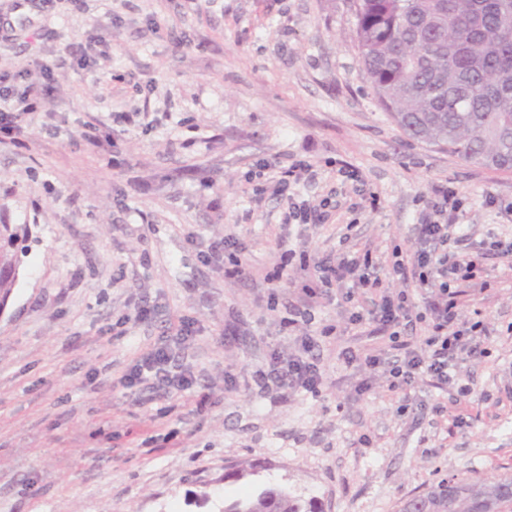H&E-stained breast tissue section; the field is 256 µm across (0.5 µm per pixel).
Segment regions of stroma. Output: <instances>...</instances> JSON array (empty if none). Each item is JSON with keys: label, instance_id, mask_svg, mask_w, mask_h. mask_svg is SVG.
<instances>
[{"label": "stroma", "instance_id": "stroma-1", "mask_svg": "<svg viewBox=\"0 0 512 512\" xmlns=\"http://www.w3.org/2000/svg\"><path fill=\"white\" fill-rule=\"evenodd\" d=\"M41 64L52 93L0 144V224L29 227L0 310V512H222L285 483L323 512H399L442 477L512 470V268L481 248L512 236V171L404 134L359 62L352 0H0V74ZM267 161L312 172L284 196ZM450 188L463 205L443 220L486 285L458 316L489 352L457 360L468 394L425 375L395 389L432 322L413 283L313 302L298 262L267 276L286 246L391 266ZM292 198L326 223H286ZM228 235L244 273L206 255ZM402 293L394 342L367 312ZM305 336L315 393L265 376ZM159 346L191 389L126 386Z\"/></svg>", "mask_w": 512, "mask_h": 512}]
</instances>
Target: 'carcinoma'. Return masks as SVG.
I'll list each match as a JSON object with an SVG mask.
<instances>
[{
	"label": "carcinoma",
	"mask_w": 512,
	"mask_h": 512,
	"mask_svg": "<svg viewBox=\"0 0 512 512\" xmlns=\"http://www.w3.org/2000/svg\"><path fill=\"white\" fill-rule=\"evenodd\" d=\"M360 63L409 137L484 167L512 170V0H354ZM24 224H0V298L18 277ZM512 512V472L448 478L399 512ZM224 512H322L286 485Z\"/></svg>",
	"instance_id": "carcinoma-1"
}]
</instances>
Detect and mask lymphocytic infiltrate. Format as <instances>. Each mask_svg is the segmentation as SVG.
<instances>
[{
	"label": "lymphocytic infiltrate",
	"mask_w": 512,
	"mask_h": 512,
	"mask_svg": "<svg viewBox=\"0 0 512 512\" xmlns=\"http://www.w3.org/2000/svg\"><path fill=\"white\" fill-rule=\"evenodd\" d=\"M49 68L41 66L39 71L27 72V84L20 93H13L0 87V144L19 142L24 129L26 114L36 111L39 101L48 93L46 81ZM417 248L409 259L395 260L389 273L402 280H415L425 290V304L433 316L430 334L424 340L420 351L410 353L403 365L395 367V375L403 382H410L416 371H423L436 380L437 384L453 382L452 371L459 355L470 357L486 354L487 349L477 338L482 332L481 323H466L458 319L459 290L456 282H471V272L476 265L473 254H448L442 252L453 231L452 225L429 221L416 225ZM298 260L307 273V282L302 291L308 299L321 297L324 288L332 282L346 277L356 278L361 287H371L369 258L343 257L337 260L328 257H311L308 253L284 250L283 263ZM314 349L312 337L302 338L297 354L281 358L272 354L268 375L277 383L290 389L302 388L316 391L320 375L317 364L312 360Z\"/></svg>",
	"instance_id": "obj_1"
}]
</instances>
